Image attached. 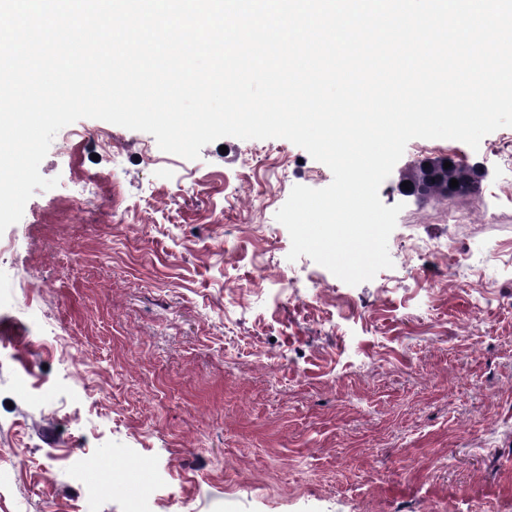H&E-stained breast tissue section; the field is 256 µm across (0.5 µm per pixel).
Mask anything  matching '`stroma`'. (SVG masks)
Here are the masks:
<instances>
[{
    "instance_id": "35a3bbf8",
    "label": "stroma",
    "mask_w": 512,
    "mask_h": 512,
    "mask_svg": "<svg viewBox=\"0 0 512 512\" xmlns=\"http://www.w3.org/2000/svg\"><path fill=\"white\" fill-rule=\"evenodd\" d=\"M54 138L0 234V512H512V185L399 188L392 268L351 286L289 261L276 218L330 169L285 139L225 137L199 159L83 118ZM94 199L69 196L78 181ZM117 493L90 497L72 462ZM451 179H456L458 181V185L463 186L464 183L462 180V169L459 168V169L448 170V172H446V174H444L442 172L439 176L434 178V180L431 182V184H430L431 192H433L434 194L439 195V196H446V195L448 197L454 196L448 192V190L451 188L450 187ZM400 190L403 193H405L406 195L414 196V198L416 200L421 201V202L431 201V200H433L432 198L435 197L432 195L430 190H422V191H416L413 189L406 190V189H403V187H401V185H400ZM446 190H447V192H445Z\"/></svg>"
}]
</instances>
